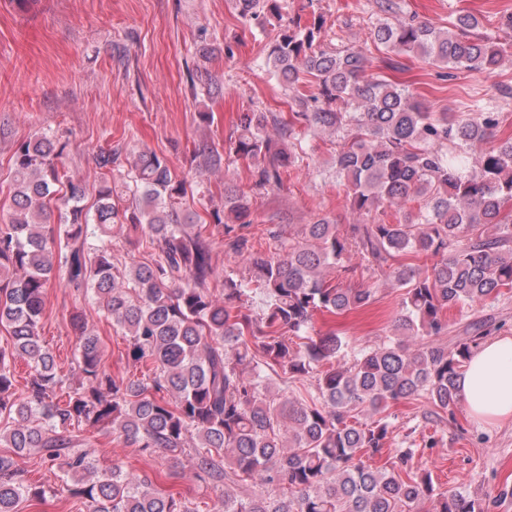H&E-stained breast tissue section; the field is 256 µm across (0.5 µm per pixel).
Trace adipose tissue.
Returning <instances> with one entry per match:
<instances>
[{
	"label": "adipose tissue",
	"instance_id": "obj_1",
	"mask_svg": "<svg viewBox=\"0 0 512 512\" xmlns=\"http://www.w3.org/2000/svg\"><path fill=\"white\" fill-rule=\"evenodd\" d=\"M457 384L474 421L512 422V336L484 342L473 352Z\"/></svg>",
	"mask_w": 512,
	"mask_h": 512
}]
</instances>
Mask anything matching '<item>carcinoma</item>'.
I'll return each mask as SVG.
<instances>
[{
  "mask_svg": "<svg viewBox=\"0 0 512 512\" xmlns=\"http://www.w3.org/2000/svg\"><path fill=\"white\" fill-rule=\"evenodd\" d=\"M250 27L279 28L267 66L292 94L295 118L306 131L340 137L333 157L336 182L351 210L418 204L390 224L340 226L325 219L300 225L278 251H255L248 196L224 194L213 214L224 228V252L246 261L248 282L224 273V300L209 290L215 279L213 243L175 200L186 194L167 161L141 153L131 164L137 189L119 209L112 185H99L93 212L83 188L67 179L66 144L50 136L20 143L13 156L8 220L0 224V512H18L23 499L42 500L43 486L24 479L20 461L37 456L58 479L55 491L80 498L90 512H194L146 475L112 462L99 467L91 431L112 432L143 456L177 457L191 449L196 479L260 488L249 497L224 490L216 512H494L502 495L475 497L437 491L429 472L411 471L414 441L405 436L388 465L382 453L391 425L383 413L404 400H425L426 418L453 419L463 363L484 339L478 331L452 350L431 338L448 330V311L512 290V137H497L500 113L476 106L467 118L430 112L407 90L365 76L353 49L322 40L325 20L283 13L281 0H240ZM455 31L428 23L378 21L372 39L393 52L418 53L454 69L491 73L508 48L475 33L463 15ZM314 83L318 95L306 94ZM280 127V140L266 133ZM298 133L273 113L240 114L229 153L254 165V186L280 184L295 165ZM67 213L51 224V188ZM126 224L144 233L151 260L119 270L111 230ZM402 290L393 333L376 348L345 360L341 336L307 335L315 312L344 313L374 300L377 289L334 283L356 272L351 253ZM424 256L430 263H404ZM61 274L68 287L91 293L124 331L128 356L144 363L137 380H117L103 365L99 336L79 327L73 383L58 373L53 351L39 334L47 288ZM261 297V311L252 309ZM32 373L17 387L15 361ZM313 378L307 401L273 390L276 381Z\"/></svg>",
  "mask_w": 512,
  "mask_h": 512,
  "instance_id": "carcinoma-1",
  "label": "carcinoma"
}]
</instances>
